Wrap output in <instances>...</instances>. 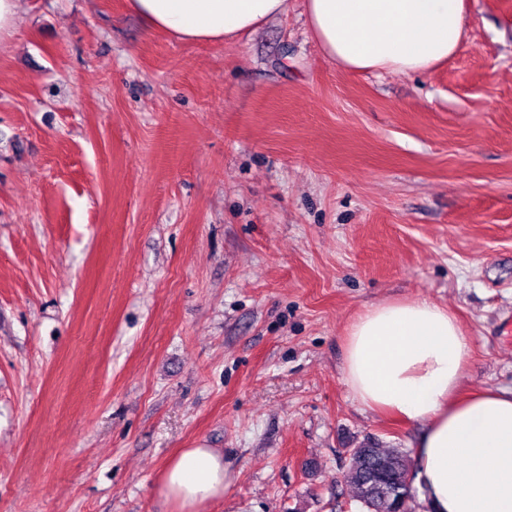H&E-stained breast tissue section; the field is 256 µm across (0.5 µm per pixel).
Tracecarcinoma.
<instances>
[{
    "instance_id": "carcinoma-1",
    "label": "carcinoma",
    "mask_w": 512,
    "mask_h": 512,
    "mask_svg": "<svg viewBox=\"0 0 512 512\" xmlns=\"http://www.w3.org/2000/svg\"><path fill=\"white\" fill-rule=\"evenodd\" d=\"M349 452L344 478L364 512H411L417 494L405 487L413 477L406 449L367 440Z\"/></svg>"
}]
</instances>
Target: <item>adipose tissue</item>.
<instances>
[{
    "label": "adipose tissue",
    "instance_id": "adipose-tissue-1",
    "mask_svg": "<svg viewBox=\"0 0 512 512\" xmlns=\"http://www.w3.org/2000/svg\"><path fill=\"white\" fill-rule=\"evenodd\" d=\"M152 28L180 42H222L288 11V0H128ZM308 28L329 61L352 71L425 73L453 56L465 0H304ZM471 341L447 308L426 299L385 301L357 314L343 340L344 381L355 400L424 424L414 484L430 512H512V392L458 389ZM223 452L186 448L160 493L178 512L223 497Z\"/></svg>",
    "mask_w": 512,
    "mask_h": 512
}]
</instances>
